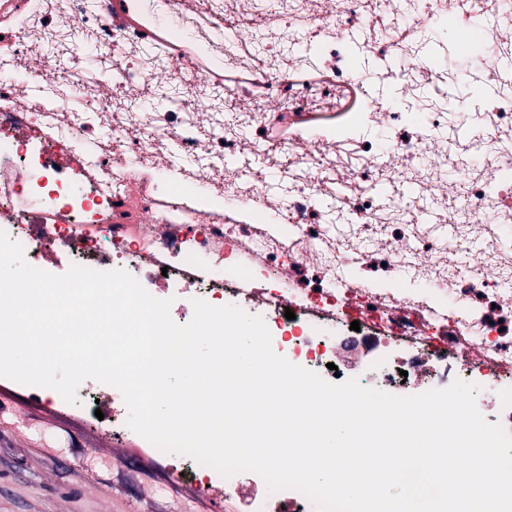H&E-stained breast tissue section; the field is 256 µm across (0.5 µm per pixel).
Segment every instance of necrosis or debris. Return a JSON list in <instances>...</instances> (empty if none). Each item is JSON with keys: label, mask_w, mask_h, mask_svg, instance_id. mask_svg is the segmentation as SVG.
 <instances>
[{"label": "necrosis or debris", "mask_w": 512, "mask_h": 512, "mask_svg": "<svg viewBox=\"0 0 512 512\" xmlns=\"http://www.w3.org/2000/svg\"><path fill=\"white\" fill-rule=\"evenodd\" d=\"M404 0L413 23L443 30L462 2ZM375 27L363 50L393 99L364 89L346 35ZM388 0H0V230L38 269L72 263L109 271L128 259L185 282L195 298L230 294L253 310L292 311L274 351L328 382L383 370L447 387L462 371L495 392L494 423L512 432V69L503 50L480 58L496 90L476 102L477 165L448 147V89L456 74L428 66L426 42L395 34ZM302 30L320 66L281 52ZM360 89L357 104L346 95ZM150 97L172 101L147 111ZM287 124L288 139L270 131ZM378 124L389 150L358 134ZM189 155L173 168V151ZM261 156L286 183L226 167L224 154ZM425 186L412 207L379 205L373 188ZM336 197L327 211L325 197ZM434 208L438 221L421 215ZM348 216L345 224L337 216ZM277 289L246 288L253 273ZM359 330H350L351 322ZM130 435L128 408L108 384L80 385ZM174 481L199 495L251 504L250 512H320L299 490L253 498L235 476L182 455Z\"/></svg>", "instance_id": "obj_1"}]
</instances>
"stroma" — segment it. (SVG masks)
<instances>
[{"mask_svg":"<svg viewBox=\"0 0 512 512\" xmlns=\"http://www.w3.org/2000/svg\"><path fill=\"white\" fill-rule=\"evenodd\" d=\"M1 405L23 420L0 424V512H216L164 462L98 425L92 409L52 410L5 378Z\"/></svg>","mask_w":512,"mask_h":512,"instance_id":"1","label":"stroma"}]
</instances>
